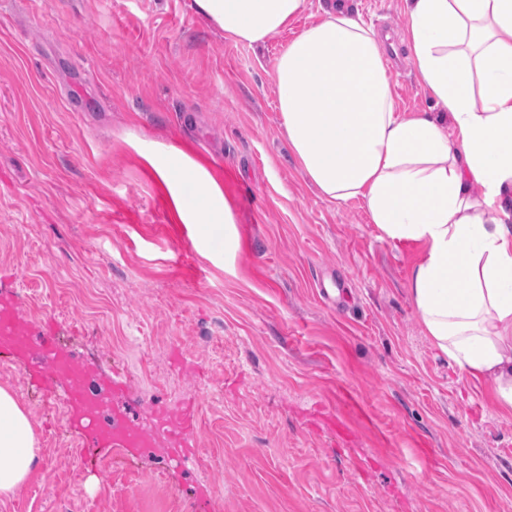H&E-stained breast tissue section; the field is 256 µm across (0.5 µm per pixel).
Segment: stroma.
Instances as JSON below:
<instances>
[{"label":"stroma","instance_id":"obj_1","mask_svg":"<svg viewBox=\"0 0 512 512\" xmlns=\"http://www.w3.org/2000/svg\"><path fill=\"white\" fill-rule=\"evenodd\" d=\"M352 6L398 112L435 111L403 0ZM288 38L232 44L193 0H0V296L96 386L121 380L132 422L188 406L197 421L180 463L96 447L0 349L39 439L0 512H512V414L426 336L418 245L320 198L290 154ZM166 144L223 171L233 271L194 248L144 161Z\"/></svg>","mask_w":512,"mask_h":512}]
</instances>
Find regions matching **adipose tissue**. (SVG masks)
Segmentation results:
<instances>
[{
  "mask_svg": "<svg viewBox=\"0 0 512 512\" xmlns=\"http://www.w3.org/2000/svg\"><path fill=\"white\" fill-rule=\"evenodd\" d=\"M417 81L437 109L400 115L375 32L332 0L275 61L277 116L306 181L361 199L381 239L420 244L409 294L424 331L461 375L490 379L512 414V0H404ZM310 0H194L233 44L287 30ZM146 160L205 257L240 248L224 186L186 150ZM30 412L0 385V497L30 479Z\"/></svg>",
  "mask_w": 512,
  "mask_h": 512,
  "instance_id": "adipose-tissue-1",
  "label": "adipose tissue"
}]
</instances>
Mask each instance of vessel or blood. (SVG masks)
<instances>
[{"label": "vessel or blood", "mask_w": 512, "mask_h": 512, "mask_svg": "<svg viewBox=\"0 0 512 512\" xmlns=\"http://www.w3.org/2000/svg\"><path fill=\"white\" fill-rule=\"evenodd\" d=\"M0 347L18 352L38 373L65 384V401L72 424L91 432L101 446L154 448L168 457L185 459L191 440L179 422L134 425L119 412L109 420H102L103 409L111 402L110 390L97 388L89 373L76 364L70 352L59 349L52 337L33 338L17 308L7 303L0 304Z\"/></svg>", "instance_id": "b4317fda"}]
</instances>
